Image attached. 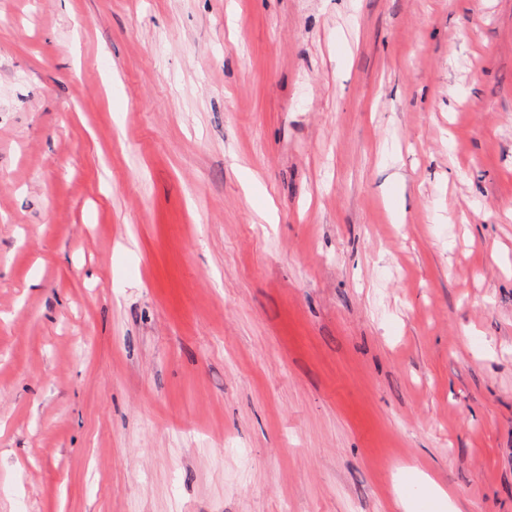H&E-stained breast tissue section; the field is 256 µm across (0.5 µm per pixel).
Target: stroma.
<instances>
[{
  "label": "stroma",
  "instance_id": "1",
  "mask_svg": "<svg viewBox=\"0 0 512 512\" xmlns=\"http://www.w3.org/2000/svg\"><path fill=\"white\" fill-rule=\"evenodd\" d=\"M512 512V0H0V512Z\"/></svg>",
  "mask_w": 512,
  "mask_h": 512
}]
</instances>
